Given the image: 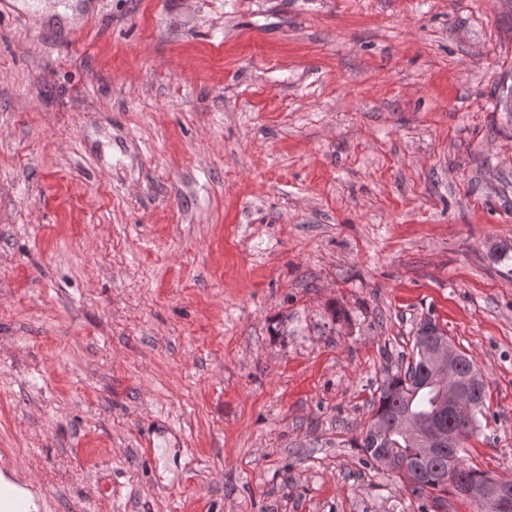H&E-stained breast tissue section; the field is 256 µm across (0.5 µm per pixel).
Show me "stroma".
<instances>
[{"mask_svg": "<svg viewBox=\"0 0 512 512\" xmlns=\"http://www.w3.org/2000/svg\"><path fill=\"white\" fill-rule=\"evenodd\" d=\"M64 2L0 9V470L39 512H476L354 443L429 318L512 478V5Z\"/></svg>", "mask_w": 512, "mask_h": 512, "instance_id": "stroma-1", "label": "stroma"}]
</instances>
